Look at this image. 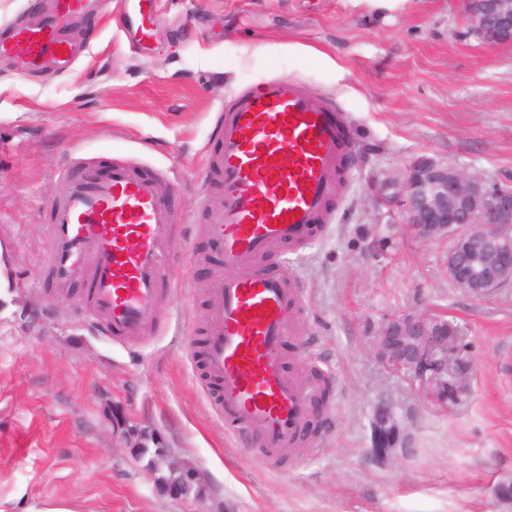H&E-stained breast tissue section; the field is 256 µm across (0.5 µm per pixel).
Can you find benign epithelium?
I'll use <instances>...</instances> for the list:
<instances>
[{"instance_id": "1", "label": "benign epithelium", "mask_w": 512, "mask_h": 512, "mask_svg": "<svg viewBox=\"0 0 512 512\" xmlns=\"http://www.w3.org/2000/svg\"><path fill=\"white\" fill-rule=\"evenodd\" d=\"M467 33L488 44L512 42V0H463ZM388 202L396 204L403 223L423 241L450 242L448 279L460 291L484 298L512 284V187L490 186L481 177L445 162L421 159L388 183ZM459 338L448 334V318L437 314H400L381 324L372 342L384 366L435 384L434 395L448 397L465 389L470 365L460 356ZM372 457L388 458L400 439L385 409L373 420ZM168 467L183 473L169 491L185 498L206 482L205 474L176 460Z\"/></svg>"}]
</instances>
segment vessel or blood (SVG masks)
<instances>
[{
	"label": "vessel or blood",
	"instance_id": "b4317fda",
	"mask_svg": "<svg viewBox=\"0 0 512 512\" xmlns=\"http://www.w3.org/2000/svg\"><path fill=\"white\" fill-rule=\"evenodd\" d=\"M88 0H58L42 28H18L0 54L18 59L19 77L46 61L69 62L73 45L57 20L85 12ZM216 158L224 203L208 212L206 230L224 244L229 276L210 286L206 368L220 387L219 412L256 453L298 447L320 392L317 378L282 367V344L301 308L298 277L270 265L277 246L299 251L332 219L355 145L349 115L332 99L301 90L285 75L256 90L233 91L224 107ZM47 203V267L53 293L83 285L85 310L119 339L143 336L158 318L175 263L173 186L138 161L117 159L101 172L76 153Z\"/></svg>",
	"mask_w": 512,
	"mask_h": 512
}]
</instances>
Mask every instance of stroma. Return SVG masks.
Instances as JSON below:
<instances>
[{
    "label": "stroma",
    "instance_id": "obj_1",
    "mask_svg": "<svg viewBox=\"0 0 512 512\" xmlns=\"http://www.w3.org/2000/svg\"><path fill=\"white\" fill-rule=\"evenodd\" d=\"M67 34L84 52L63 69L21 79L0 60V512H512L494 495L512 480V286L454 288L447 242L417 239L382 194L424 158L512 186V45L469 36L460 0H407L390 21L363 0H156L138 42L111 0ZM281 74L353 115L357 153L326 233L277 265L303 300L284 369L329 381L324 421L296 453L257 457L225 427L197 354L226 272L200 206L221 204L222 185L201 177L232 89ZM77 147L177 186L179 285L136 340L88 317L83 286L49 287L45 203ZM408 312L462 327L457 400L374 358L379 326ZM381 405L401 431L383 463L370 456ZM151 435L205 473L197 496L158 491L133 454Z\"/></svg>",
    "mask_w": 512,
    "mask_h": 512
}]
</instances>
